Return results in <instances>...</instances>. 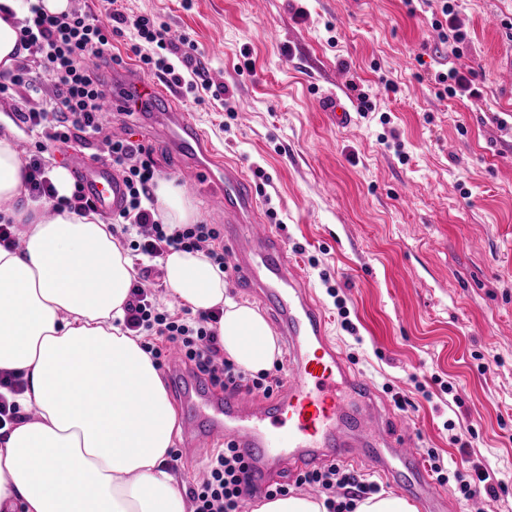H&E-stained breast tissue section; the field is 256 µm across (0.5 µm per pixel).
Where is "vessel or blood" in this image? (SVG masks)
Listing matches in <instances>:
<instances>
[{
	"label": "vessel or blood",
	"instance_id": "b4317fda",
	"mask_svg": "<svg viewBox=\"0 0 512 512\" xmlns=\"http://www.w3.org/2000/svg\"><path fill=\"white\" fill-rule=\"evenodd\" d=\"M131 85L143 98L165 102V111L152 113L151 119L161 127L170 150L192 163L209 157L199 128L171 93L131 71L113 73V111H124V92ZM73 178L101 211H120L127 189L110 167L79 165ZM207 189L211 207L224 214V239L240 279L278 328L288 352V380L264 399L248 400L237 392L216 396L183 369L179 351L169 348L167 371L184 404V454L200 459L211 446L233 442L250 465L252 496L265 491L271 474L361 459L423 502L428 512H447L445 492L406 448L409 432L391 424L371 387L328 339L323 310L292 269L283 240L257 213L248 175L225 168L223 177L211 178Z\"/></svg>",
	"mask_w": 512,
	"mask_h": 512
}]
</instances>
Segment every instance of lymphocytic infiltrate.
I'll return each instance as SVG.
<instances>
[{"instance_id": "lymphocytic-infiltrate-1", "label": "lymphocytic infiltrate", "mask_w": 512, "mask_h": 512, "mask_svg": "<svg viewBox=\"0 0 512 512\" xmlns=\"http://www.w3.org/2000/svg\"><path fill=\"white\" fill-rule=\"evenodd\" d=\"M19 26L38 62L32 65L20 60L13 69L1 72L0 92L21 88L36 94L41 83L49 85V94L42 102L19 112L28 132L38 138L26 163L30 198L55 197L50 165L45 158L51 144L67 146L74 141L101 137L104 154L113 165L121 167L128 189L124 209L113 217L112 233L127 243L139 263L124 306L126 329L142 337L144 348L153 358H160L164 348H178L184 364L190 365L194 374L221 384L226 391L272 393L273 384L266 375H250L225 357L216 330L220 311L193 317L188 308L171 310L156 300L151 274L171 251H198L220 269H227L220 228L215 224L162 223L155 207L156 170L150 149L102 134L101 112L107 82L89 67L88 61L110 49L113 35L122 34L124 27H132L135 38L153 47L152 53L143 55V63L171 83L191 91L210 86L195 43L185 38L173 42L167 29L155 18L139 16L131 20L116 9L103 21L79 10L50 15L33 7L20 19ZM431 468L439 481L455 482L464 499L493 489L492 476L482 464L472 462L450 472L435 460ZM249 481L247 464L235 445L228 442L211 456L203 480L192 484L188 494L195 512H242ZM295 483L326 493L328 512H354L357 501L376 491L375 485L363 481L353 469L336 464L300 473Z\"/></svg>"}]
</instances>
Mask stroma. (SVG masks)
<instances>
[{"label": "stroma", "mask_w": 512, "mask_h": 512, "mask_svg": "<svg viewBox=\"0 0 512 512\" xmlns=\"http://www.w3.org/2000/svg\"><path fill=\"white\" fill-rule=\"evenodd\" d=\"M195 41L215 87L174 88L217 160L252 179L261 213L327 317V334L413 431L411 452L481 462L499 490L448 512H512V0H454L452 54L404 0H119ZM476 94L439 97L437 73ZM371 110L361 111L358 93ZM342 99L352 123L329 111ZM109 134L149 146L205 224L204 172L138 112ZM342 298L355 330L334 304ZM425 385L419 393L417 385ZM406 393L411 408L391 406Z\"/></svg>", "instance_id": "stroma-1"}]
</instances>
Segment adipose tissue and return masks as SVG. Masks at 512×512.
Here are the masks:
<instances>
[{
    "instance_id": "ef3b65f1",
    "label": "adipose tissue",
    "mask_w": 512,
    "mask_h": 512,
    "mask_svg": "<svg viewBox=\"0 0 512 512\" xmlns=\"http://www.w3.org/2000/svg\"><path fill=\"white\" fill-rule=\"evenodd\" d=\"M59 15L70 0H0V68L27 55L17 18L29 5ZM13 13L5 21V13ZM26 165L0 137V201L22 196ZM160 219L194 224L198 208L174 182L154 189ZM23 246H0V371L20 375L26 418L0 428V512H193L167 468L176 412L140 339L122 325L133 264L108 225L56 200L7 211ZM99 262L87 267L84 257ZM170 291L193 312L224 314L217 333L241 369L270 370L279 350L265 318L225 295L203 253L163 262Z\"/></svg>"
}]
</instances>
